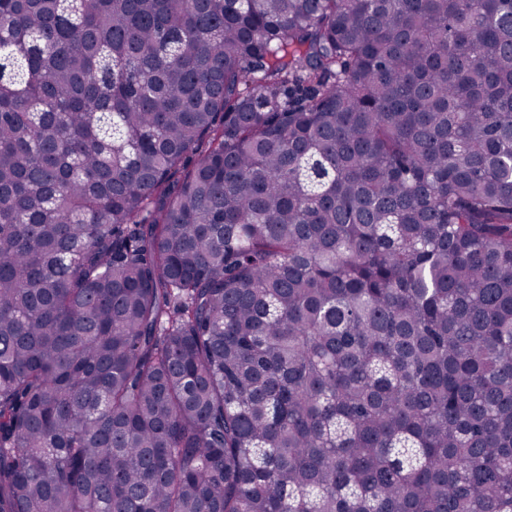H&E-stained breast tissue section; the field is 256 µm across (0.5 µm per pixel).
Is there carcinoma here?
I'll return each instance as SVG.
<instances>
[{
	"label": "carcinoma",
	"mask_w": 512,
	"mask_h": 512,
	"mask_svg": "<svg viewBox=\"0 0 512 512\" xmlns=\"http://www.w3.org/2000/svg\"><path fill=\"white\" fill-rule=\"evenodd\" d=\"M0 512H512V0H0Z\"/></svg>",
	"instance_id": "carcinoma-1"
}]
</instances>
